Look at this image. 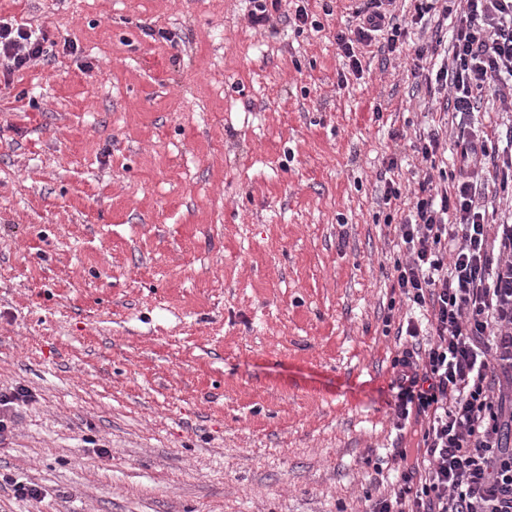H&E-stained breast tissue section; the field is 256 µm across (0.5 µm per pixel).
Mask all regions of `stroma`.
<instances>
[{
    "label": "stroma",
    "instance_id": "obj_1",
    "mask_svg": "<svg viewBox=\"0 0 512 512\" xmlns=\"http://www.w3.org/2000/svg\"><path fill=\"white\" fill-rule=\"evenodd\" d=\"M249 8L0 0L51 41L0 79V389L35 396L0 512H368L421 437L395 414L384 217L410 209L420 134L448 169L460 124L512 111L488 92L454 123L433 54H366L338 87L351 0H309L301 32ZM385 170L384 173H381V181L384 182V192H383V202L384 205H390L392 198L397 200L401 196V189L399 186H396L395 181L389 177L387 178V174L393 171L398 167V157L397 154L393 153L386 158L384 161ZM383 175V177H382ZM384 178V179H383Z\"/></svg>",
    "mask_w": 512,
    "mask_h": 512
}]
</instances>
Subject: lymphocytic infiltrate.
<instances>
[{"label": "lymphocytic infiltrate", "mask_w": 512, "mask_h": 512, "mask_svg": "<svg viewBox=\"0 0 512 512\" xmlns=\"http://www.w3.org/2000/svg\"><path fill=\"white\" fill-rule=\"evenodd\" d=\"M395 0H360L356 25L336 43L349 75L359 74L367 48L402 52L408 31L393 13ZM440 11L454 20L451 59L434 76L455 112L476 110L485 92L512 81V0H418V16ZM48 38L27 23L0 18V59L7 73L45 58ZM499 151L484 131L457 136L459 163L450 186L429 170L442 146L438 130L420 136L416 151L427 165L398 226L405 247L390 273L391 288L426 323L407 318L411 343L394 360L396 413L428 418L424 452L400 475L391 494L370 512H512V448L501 433L512 427L505 397L512 395V224L496 223L482 201L489 180L512 197V127ZM496 249H489L488 224Z\"/></svg>", "instance_id": "1"}]
</instances>
